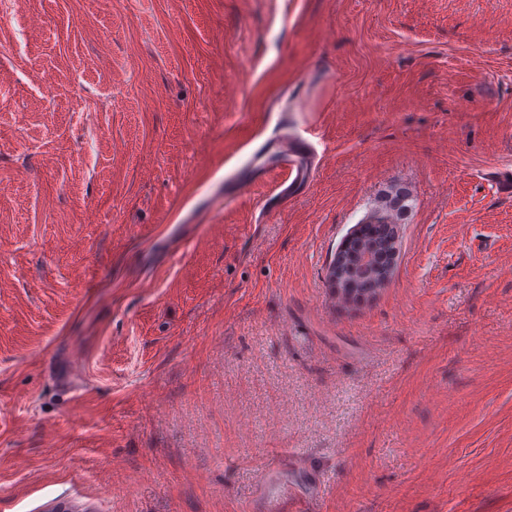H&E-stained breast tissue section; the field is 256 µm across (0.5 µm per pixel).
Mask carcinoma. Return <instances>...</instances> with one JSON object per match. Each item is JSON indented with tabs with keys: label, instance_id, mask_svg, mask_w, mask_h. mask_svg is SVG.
Returning a JSON list of instances; mask_svg holds the SVG:
<instances>
[{
	"label": "carcinoma",
	"instance_id": "cac0c4a2",
	"mask_svg": "<svg viewBox=\"0 0 512 512\" xmlns=\"http://www.w3.org/2000/svg\"><path fill=\"white\" fill-rule=\"evenodd\" d=\"M410 192L398 187L385 194L362 221L360 231L336 250L334 287L343 298L376 293L391 278L398 251V224L410 210Z\"/></svg>",
	"mask_w": 512,
	"mask_h": 512
}]
</instances>
